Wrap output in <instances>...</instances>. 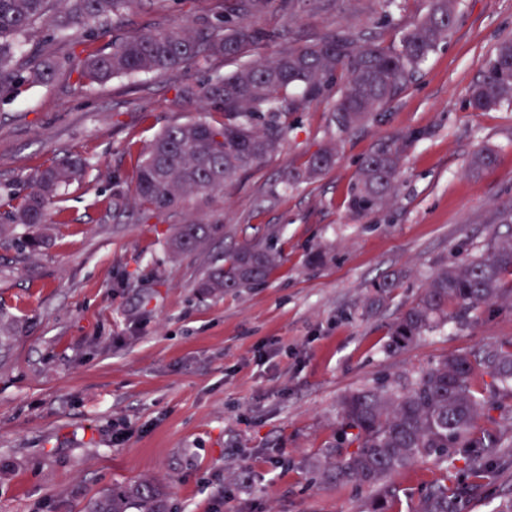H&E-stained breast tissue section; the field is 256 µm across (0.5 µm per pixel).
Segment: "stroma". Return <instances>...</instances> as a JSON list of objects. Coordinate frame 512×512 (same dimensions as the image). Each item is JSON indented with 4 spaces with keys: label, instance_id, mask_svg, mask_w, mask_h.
Listing matches in <instances>:
<instances>
[{
    "label": "stroma",
    "instance_id": "1",
    "mask_svg": "<svg viewBox=\"0 0 512 512\" xmlns=\"http://www.w3.org/2000/svg\"><path fill=\"white\" fill-rule=\"evenodd\" d=\"M429 0H332L325 10L282 11L255 26L315 40L340 25L380 31L387 44L427 13ZM198 0H142L114 19L95 46L148 30L213 21ZM512 36V0H463L448 40L377 120L348 134L320 177L285 181L331 140L336 90L289 115L282 148L221 192L171 212L128 205L135 158L161 129L211 114L180 96L184 84L235 71L216 58L169 73L81 83L62 72L0 100V195L23 196L38 169L66 154L90 159L89 181L60 205L66 223L48 244L21 252L0 243V307L19 333L0 359V512H85L112 488L143 478L168 512H366L376 486L328 483L337 412L347 393L425 370L440 358L512 338V305L493 304L391 345L390 329L437 268L512 237V106L473 110L468 90L496 44ZM421 131L394 198L354 218L347 191L359 163L383 137ZM497 154L487 172L471 154ZM192 220L227 227L195 252L165 239ZM276 230L283 260L265 285L206 295L196 287L226 251ZM325 251L323 263L312 262ZM397 275L379 297L376 285ZM442 472L420 462L392 476L399 512H413ZM512 492V463L494 467L465 512H493Z\"/></svg>",
    "mask_w": 512,
    "mask_h": 512
}]
</instances>
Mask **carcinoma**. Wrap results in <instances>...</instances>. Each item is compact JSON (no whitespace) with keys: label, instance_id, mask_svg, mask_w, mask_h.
Here are the masks:
<instances>
[{"label":"carcinoma","instance_id":"cac0c4a2","mask_svg":"<svg viewBox=\"0 0 512 512\" xmlns=\"http://www.w3.org/2000/svg\"><path fill=\"white\" fill-rule=\"evenodd\" d=\"M140 0H0V99L10 98L25 83L50 84L65 68L76 70L90 85L116 76L173 72L213 57L244 56L282 38L275 30L246 23L224 28L237 15L260 16L271 0H217L219 23L191 29L177 26L133 34L103 52L92 48L106 33L104 24L136 9ZM52 39L64 41L73 30L87 33L86 55L18 56L22 42L43 37L53 7ZM460 0H431L427 14L393 46L381 33L354 26L307 43H292L243 68L181 88L185 100L202 101L224 121L198 120L172 125L146 147L128 146L136 154L134 199L145 210L177 209L189 196L219 191L247 170L278 152L292 131L288 115L303 111L333 84L342 82L331 123L336 138L377 119L398 91L455 26ZM477 111L512 104V39L498 43L482 77L468 90ZM419 132L398 133L379 142L360 162L348 193V210L362 216L381 209L393 196L403 161ZM331 143L289 173V180H308L336 162ZM495 151L478 149L469 167L475 173L494 168ZM89 164L82 158L55 160L32 176V188L7 210L0 240L27 230L25 246L45 242L51 224H64L58 206L61 191L84 180ZM220 231L202 221L182 224L167 241L174 252H192ZM277 240L267 235L224 255L199 280L203 293L251 288L267 281L281 263ZM497 303L512 304V238L494 241L487 253L461 258L438 268L418 300L392 326V343L404 348L433 332L460 312ZM19 332L16 321L0 310V350ZM488 377L485 390L476 378ZM512 399V338L468 353L454 354L425 371L378 387L345 395L340 402L336 442L347 452L325 468L336 485L383 486L370 512H394L395 490L385 480L417 462L463 461L465 477L450 485L443 479L420 497L415 512H463L471 492L490 467L512 454V440L477 429L485 392ZM86 512H167L164 500L148 481L120 486L93 500Z\"/></svg>","mask_w":512,"mask_h":512}]
</instances>
